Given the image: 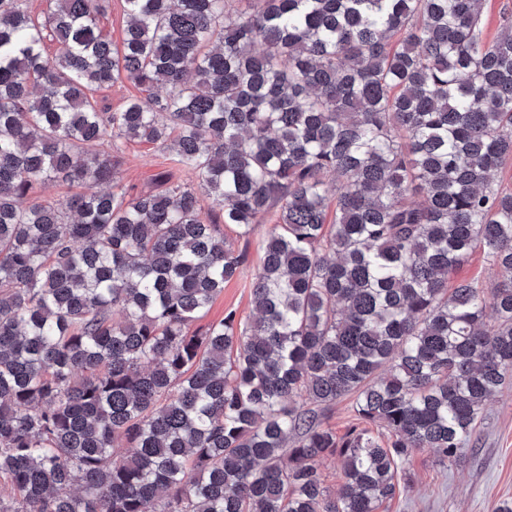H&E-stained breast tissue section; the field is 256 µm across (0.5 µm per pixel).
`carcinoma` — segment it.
<instances>
[{"mask_svg": "<svg viewBox=\"0 0 512 512\" xmlns=\"http://www.w3.org/2000/svg\"><path fill=\"white\" fill-rule=\"evenodd\" d=\"M104 2L0 0V512H378L415 449L455 461L509 385L512 21L487 38L484 0H123L117 47ZM124 81L146 96L102 111ZM108 135L171 147L224 224L166 175L115 190ZM57 180L80 191L23 205ZM270 219L253 319L193 327L248 262L224 228ZM478 250L506 276L453 280ZM348 397L364 426L338 436ZM99 25L112 39V43L120 46L127 25V16L122 0H109L105 10L99 16ZM328 422L338 435L344 434L358 424L349 398L336 403L328 414Z\"/></svg>", "mask_w": 512, "mask_h": 512, "instance_id": "cac0c4a2", "label": "carcinoma"}]
</instances>
